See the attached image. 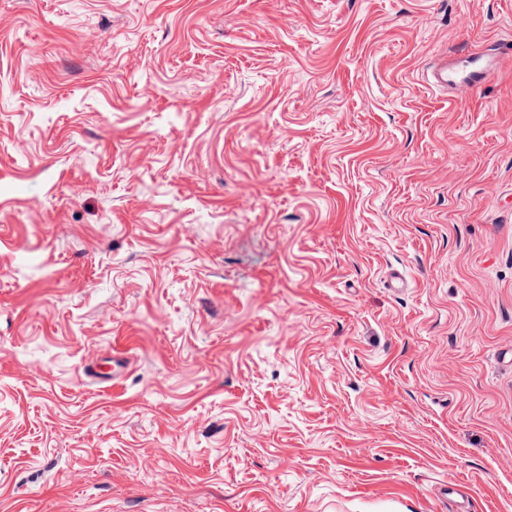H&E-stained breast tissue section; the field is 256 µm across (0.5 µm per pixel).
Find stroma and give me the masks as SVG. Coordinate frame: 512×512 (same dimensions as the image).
Returning a JSON list of instances; mask_svg holds the SVG:
<instances>
[{
    "mask_svg": "<svg viewBox=\"0 0 512 512\" xmlns=\"http://www.w3.org/2000/svg\"><path fill=\"white\" fill-rule=\"evenodd\" d=\"M452 477L512 512V0H0V512ZM463 57L467 64L461 70L449 68L448 62L437 64L431 73L433 84L451 86L458 92H471L491 79L496 60L500 58L492 48L469 50ZM109 361L112 363L109 367L111 373L105 372L102 367L95 366L87 368L86 372L99 380H112L113 384H119L125 378L130 367L129 357L125 351L112 350V358Z\"/></svg>",
    "mask_w": 512,
    "mask_h": 512,
    "instance_id": "35a3bbf8",
    "label": "stroma"
}]
</instances>
